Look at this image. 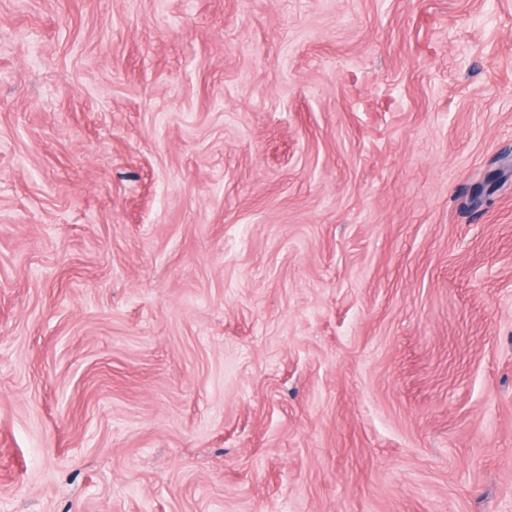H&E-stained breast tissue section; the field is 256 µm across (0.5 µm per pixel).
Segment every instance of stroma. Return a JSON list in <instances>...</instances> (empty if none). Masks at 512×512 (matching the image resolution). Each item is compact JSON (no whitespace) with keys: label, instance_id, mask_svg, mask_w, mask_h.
Returning <instances> with one entry per match:
<instances>
[{"label":"stroma","instance_id":"35a3bbf8","mask_svg":"<svg viewBox=\"0 0 512 512\" xmlns=\"http://www.w3.org/2000/svg\"><path fill=\"white\" fill-rule=\"evenodd\" d=\"M0 512H512V0H0Z\"/></svg>","mask_w":512,"mask_h":512}]
</instances>
